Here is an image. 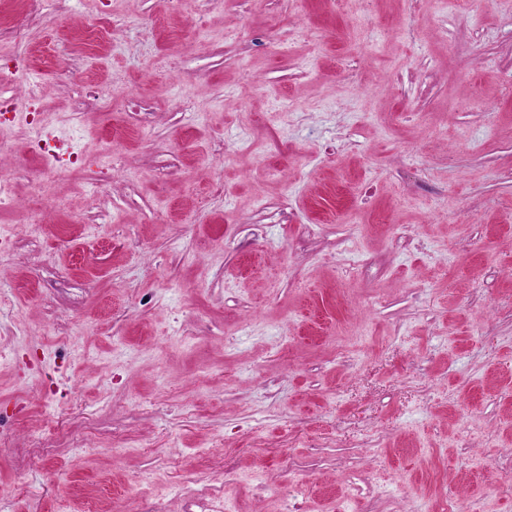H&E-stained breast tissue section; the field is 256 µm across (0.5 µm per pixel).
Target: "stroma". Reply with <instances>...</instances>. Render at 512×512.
<instances>
[{
  "mask_svg": "<svg viewBox=\"0 0 512 512\" xmlns=\"http://www.w3.org/2000/svg\"><path fill=\"white\" fill-rule=\"evenodd\" d=\"M11 59L0 512H512V0H0Z\"/></svg>",
  "mask_w": 512,
  "mask_h": 512,
  "instance_id": "35a3bbf8",
  "label": "stroma"
}]
</instances>
